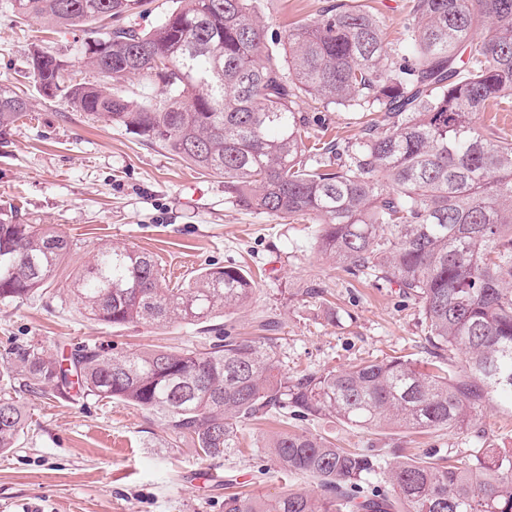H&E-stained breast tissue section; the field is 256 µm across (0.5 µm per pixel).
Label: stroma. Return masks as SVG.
Instances as JSON below:
<instances>
[{
  "mask_svg": "<svg viewBox=\"0 0 512 512\" xmlns=\"http://www.w3.org/2000/svg\"><path fill=\"white\" fill-rule=\"evenodd\" d=\"M332 0H258L268 33L285 35L316 18ZM384 24L397 45L408 0H353ZM88 40L20 18L0 0V84L25 97L31 112L0 139V207L19 210L29 224H50L70 251L47 293L0 305V368L15 345H36L54 358L90 344L116 353L146 348L204 349L201 326L138 324L115 328L82 316L68 287L99 248L121 243L151 253L167 285L210 265L250 273V302L224 318L233 335H259L271 323L282 372L342 369L361 360L401 356L431 361L427 328L414 301L385 282H358L315 249L318 227L288 223L242 209L224 192L223 176L195 168L124 126L47 98L27 76L33 46L68 61L76 80L95 75L81 66ZM300 105L311 140L361 137L351 108ZM29 416L16 448L0 453V512H224V492L275 497L316 492L314 479L288 473L264 448L281 431L329 436L338 447L373 449L396 458L465 457L481 445L512 447V402L494 399L474 427L429 432L362 430L321 417L269 416L242 424L239 447L208 460L188 443L171 445L157 415L127 403L72 393H27Z\"/></svg>",
  "mask_w": 512,
  "mask_h": 512,
  "instance_id": "obj_1",
  "label": "stroma"
}]
</instances>
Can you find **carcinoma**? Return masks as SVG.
I'll list each match as a JSON object with an SVG mask.
<instances>
[{
  "label": "carcinoma",
  "instance_id": "cac0c4a2",
  "mask_svg": "<svg viewBox=\"0 0 512 512\" xmlns=\"http://www.w3.org/2000/svg\"><path fill=\"white\" fill-rule=\"evenodd\" d=\"M147 0H13L14 11L66 30L90 28L78 82L69 63L34 48L40 92L107 119L224 176L236 205L319 224L316 244L359 281H385L419 304L440 359L454 348L464 368H420L401 357L341 370L282 375L269 337L240 339L220 320L245 305L253 278L204 267L162 284L147 253L98 249L69 295L84 316L114 327L210 325L202 351L72 355L82 394L159 414L170 433L208 458L237 447L245 420L293 412L352 427L462 429L495 397L512 399V140L481 131L475 116L512 102V0H409L412 23L388 46L377 15L336 3L287 35L267 36L256 0H173L152 28L119 24ZM159 80L165 99H129L112 82ZM371 115L363 135L313 150L298 100ZM29 101L0 84V137ZM69 251L53 227L0 209V303L51 285ZM0 381V451L26 424V392L61 391L68 370L34 345L10 351ZM266 452L319 493L224 496V512H512V448H481L442 465L389 461L325 436L282 432Z\"/></svg>",
  "mask_w": 512,
  "mask_h": 512
}]
</instances>
